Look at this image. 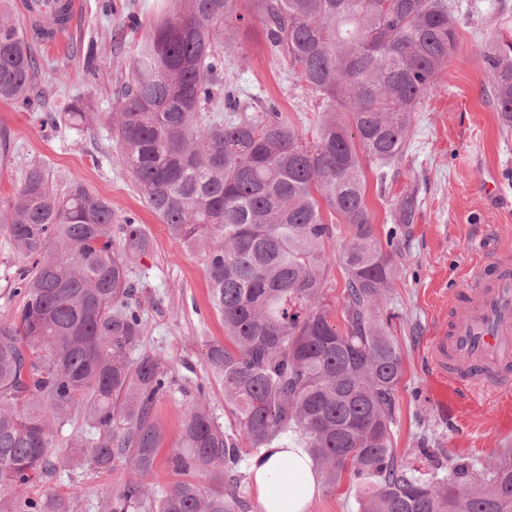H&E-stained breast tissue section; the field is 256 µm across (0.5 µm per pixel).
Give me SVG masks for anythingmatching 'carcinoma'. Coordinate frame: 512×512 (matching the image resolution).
Here are the masks:
<instances>
[{
	"instance_id": "obj_1",
	"label": "carcinoma",
	"mask_w": 512,
	"mask_h": 512,
	"mask_svg": "<svg viewBox=\"0 0 512 512\" xmlns=\"http://www.w3.org/2000/svg\"><path fill=\"white\" fill-rule=\"evenodd\" d=\"M255 23L324 104L314 134L273 103L246 115L233 90L219 92L224 44ZM457 45L451 0H173L104 120L147 207L174 240L203 250L224 323L207 359L237 433L199 396L181 417L173 468L217 484L186 479L158 492L145 482L164 442L155 404L170 384L160 358L130 357L143 333L131 269L148 239L128 218L115 242L111 203L80 182L58 197L34 165L0 212V231L33 259L18 277L23 304L0 322V512H70L49 491L22 490L85 461L131 473L98 512H242L226 480L239 441L259 451L288 435L327 488L347 471L361 480L359 512H512L511 449L486 469L462 460L430 481L404 465L392 438L404 361L387 297L419 203L405 189L380 241L364 165L381 187L392 178L413 111ZM483 65L511 128L512 39ZM37 74L26 28L0 0V101L26 100ZM66 117L76 127L93 119L76 102ZM324 207L346 226L337 255L326 243L340 227ZM332 260L346 273L341 329L320 294ZM76 418L91 438L71 437V454L53 455L55 434Z\"/></svg>"
}]
</instances>
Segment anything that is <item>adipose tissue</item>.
<instances>
[{
    "label": "adipose tissue",
    "instance_id": "adipose-tissue-1",
    "mask_svg": "<svg viewBox=\"0 0 512 512\" xmlns=\"http://www.w3.org/2000/svg\"><path fill=\"white\" fill-rule=\"evenodd\" d=\"M249 474L262 512H308L320 492L308 454L290 437L262 449L251 460Z\"/></svg>",
    "mask_w": 512,
    "mask_h": 512
}]
</instances>
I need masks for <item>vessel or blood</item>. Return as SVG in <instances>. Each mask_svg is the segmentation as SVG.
Returning <instances> with one entry per match:
<instances>
[{
	"label": "vessel or blood",
	"instance_id": "obj_1",
	"mask_svg": "<svg viewBox=\"0 0 512 512\" xmlns=\"http://www.w3.org/2000/svg\"><path fill=\"white\" fill-rule=\"evenodd\" d=\"M65 6L62 26L37 30L41 43L59 41L76 24L81 0H66ZM463 296L465 316L436 332L427 353L432 399L451 423L460 407H482L512 389V258L499 256L480 267Z\"/></svg>",
	"mask_w": 512,
	"mask_h": 512
}]
</instances>
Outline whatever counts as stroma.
I'll use <instances>...</instances> for the list:
<instances>
[{
    "label": "stroma",
    "instance_id": "stroma-1",
    "mask_svg": "<svg viewBox=\"0 0 512 512\" xmlns=\"http://www.w3.org/2000/svg\"><path fill=\"white\" fill-rule=\"evenodd\" d=\"M76 26L48 47L36 36L28 44L39 76L27 102H0V137L10 144L0 162V211L8 210L27 169L41 165L56 195L71 182L85 185L112 205L115 224L135 218L151 247L132 273L144 319L141 350L161 358L173 382L154 413L165 446L149 483L163 489L179 480L171 447L186 405L205 393L226 432L234 417L224 410V392L207 361L209 343L224 338V323L210 301L202 252L173 240L165 224L141 202L119 160L106 122L74 129L64 108L79 99L92 112L112 109L128 78L138 44L149 37L170 0H83ZM459 19L456 54L440 72L437 87L413 114L412 139L399 173L379 189L366 173V203L378 235L391 225L396 198L404 188L419 197L415 221L402 244L401 270L389 295L392 334L404 360L396 392L393 441L405 463L429 470L449 468L461 458L490 465L512 448V431L502 429L499 410L460 408L459 429H450L428 397L427 343L449 317L466 312L451 297L463 288L480 259L512 249V128H505L486 99L481 57L495 39L512 36V0H453ZM224 85L232 87L247 114L272 102L298 128L313 131L321 104L272 53L261 27L241 32L224 51ZM29 263L0 234V321L22 303L18 273ZM128 477L126 466L100 471L91 466L62 470L49 484L70 512H97L96 503ZM361 487L343 474L336 489H323L308 512H358Z\"/></svg>",
    "mask_w": 512,
    "mask_h": 512
}]
</instances>
